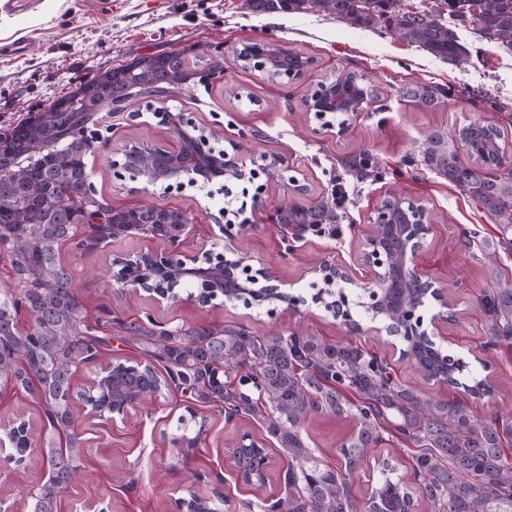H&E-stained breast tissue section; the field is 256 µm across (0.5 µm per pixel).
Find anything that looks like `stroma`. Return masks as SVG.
I'll use <instances>...</instances> for the list:
<instances>
[{"label": "stroma", "instance_id": "stroma-1", "mask_svg": "<svg viewBox=\"0 0 512 512\" xmlns=\"http://www.w3.org/2000/svg\"><path fill=\"white\" fill-rule=\"evenodd\" d=\"M261 38L310 57L308 70L292 88L235 62V47ZM200 45L223 51L224 76L191 86L171 101V108L204 128L212 147L226 150L240 142L255 161L283 159L287 178L271 182L260 174L250 180L193 182L185 177L172 186L129 179L116 166L125 146L178 143L159 122L154 104L136 98L125 111L101 112L103 140L87 160L92 185L115 208L160 205L190 212L193 222L179 245L181 254L189 256L222 253L226 239L217 224L220 212L241 209L250 226L238 242L246 265L271 269L296 302L290 307L276 300L250 305L216 299L204 306L186 287L172 301L116 284L105 274L114 257L161 247L159 241L130 234L90 252L72 244L62 249L90 317L108 309L123 319L150 318L169 326L224 324L257 334L311 331L364 345L385 357L400 380L427 392L462 397V389L428 382L403 356L399 337L372 331L363 306L359 286L369 270L361 255L369 218L395 193L425 206L434 219L419 269L447 294L450 307L440 323L433 320L436 307L426 308L424 329L433 330L438 347L465 361L466 375L486 377L496 385L492 397L473 400L478 415L512 414V348L484 349V314L476 303L492 277L481 258V239L491 225L470 199L423 167L419 152L430 130L449 131L478 117L498 121L512 112V54L472 39L468 47L473 57L461 68L395 38L384 27L361 30L312 13L259 15L244 0H30L24 10L0 13V133L97 71L141 54ZM347 70L375 82L378 102L349 117L341 134L306 111L303 98L322 80ZM421 82L447 90L442 106L420 109L406 101L403 88ZM363 151L377 157L380 166L375 175L359 179L348 172L347 162ZM339 188L346 216L337 238L310 229L291 239L280 225L266 221L267 212L284 202L329 203ZM465 229L476 231L478 240L465 244ZM324 261L350 270L353 282L345 291L360 330L348 331L342 318L317 301L320 287L310 269ZM78 413L85 439L83 468L61 495L58 512H181L179 501L188 493L208 497L216 490L224 496V512H249V504L283 494L279 474L287 461L277 448L269 450V479L263 488L240 486L232 474L231 452L239 437L246 432L264 437L262 427L244 418L226 420L210 407H191L175 389L112 420L98 417L84 403ZM191 415L205 428L197 447L184 448L179 443L181 421ZM351 432L348 421L317 416L305 438L320 461L334 465ZM47 476L39 447H31L30 459L22 465L9 461L1 449L0 512H28V488Z\"/></svg>", "mask_w": 512, "mask_h": 512}]
</instances>
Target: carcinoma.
Segmentation results:
<instances>
[{
    "label": "carcinoma",
    "instance_id": "cac0c4a2",
    "mask_svg": "<svg viewBox=\"0 0 512 512\" xmlns=\"http://www.w3.org/2000/svg\"><path fill=\"white\" fill-rule=\"evenodd\" d=\"M291 13H320L364 30L384 26L399 38L456 66L470 63L471 52L459 30L476 34L512 52V0H482L478 13L471 0H422L407 10L403 0H290ZM255 14H274L278 0H246ZM187 50L138 55L83 79L55 102H70L71 112H33L0 134V170L8 179L0 197V262L8 281L0 284V390L25 394L40 404L45 417L40 452L47 479L27 493L29 512H56L62 492L81 467L84 438L76 414L82 399L101 417H112L157 398L171 386L190 391L201 406H215L233 416L260 423L266 440L288 457L280 480L284 496L264 512H358L353 476L376 448H407L402 460L385 458L372 487V512H512V416L482 418L459 399H443L396 381L384 359L352 342H332L311 332L258 335L234 326L178 324L170 328L152 320L106 316L90 321L74 288V272L61 259L64 244L75 241L87 250L101 227L95 216L112 219L133 212L114 209L89 187L87 157L94 144L69 140L71 131L91 126L111 105L114 88L127 87L125 99L183 92ZM403 96L420 108L444 98L440 87L415 83ZM509 125L474 119L451 132L425 134L428 147L422 165L448 180L474 202L496 230L495 241L483 242L484 260L495 275L477 302L486 317L487 342L512 347V273H498L501 258L512 257V175L495 178L491 169L509 147ZM467 147L471 162L458 157ZM376 168L365 151L349 162L359 179ZM344 218L323 203L288 212L290 224H338ZM181 225L155 224L148 236L163 242L180 237ZM430 303L415 281L402 280L381 295L379 310L388 329L404 328L411 308ZM29 323L23 322V316ZM137 345L141 361L117 359L78 390V373L97 363L112 347V324ZM403 354L412 358L428 380L462 386L481 398L494 393L487 378L463 382L448 367V354L424 336L401 337ZM330 415L353 424L338 448L339 465L322 463L304 437L306 424ZM7 439L26 459L31 427L25 420ZM246 433L237 464L251 467L257 452ZM185 512H223L224 498L192 496Z\"/></svg>",
    "mask_w": 512,
    "mask_h": 512
}]
</instances>
